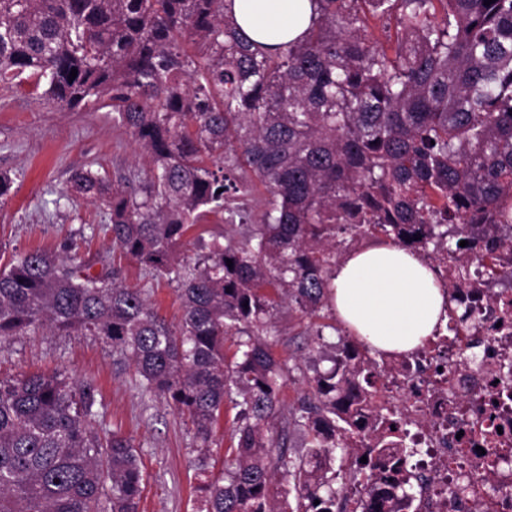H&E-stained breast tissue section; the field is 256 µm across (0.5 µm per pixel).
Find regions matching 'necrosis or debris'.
<instances>
[{
  "label": "necrosis or debris",
  "mask_w": 512,
  "mask_h": 512,
  "mask_svg": "<svg viewBox=\"0 0 512 512\" xmlns=\"http://www.w3.org/2000/svg\"><path fill=\"white\" fill-rule=\"evenodd\" d=\"M425 260L450 286L452 309L470 312L466 324L439 329L403 357L376 360L354 354V366L376 377L358 406L351 445L373 450L380 475H389L400 447L422 478L420 512H512V289L498 284L494 254L482 266L449 279L436 252ZM394 415L399 438L388 437L381 416Z\"/></svg>",
  "instance_id": "obj_1"
}]
</instances>
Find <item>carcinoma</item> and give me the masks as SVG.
Masks as SVG:
<instances>
[{
    "instance_id": "obj_1",
    "label": "carcinoma",
    "mask_w": 512,
    "mask_h": 512,
    "mask_svg": "<svg viewBox=\"0 0 512 512\" xmlns=\"http://www.w3.org/2000/svg\"><path fill=\"white\" fill-rule=\"evenodd\" d=\"M225 2L0 0V82L34 77L64 110L111 108L147 159L117 181L78 169L67 191L104 206L112 249L175 281L184 308L170 326L117 269L93 272L70 245L26 252L0 268V342L85 330L126 354L192 425L205 512H385L415 499L411 480L381 500L372 465L350 457L351 507L330 474L360 400L347 345L322 371L276 359L268 336L286 304L324 353L325 330L340 331L321 322L336 265L367 234L451 256L473 224L476 239L512 230V0H314L308 33L274 51ZM258 185L260 214L235 205ZM210 215L231 233L186 240ZM295 370L308 395L280 428ZM96 405L91 381L0 379V512H139L140 456L91 427ZM226 406L236 446L209 479Z\"/></svg>"
}]
</instances>
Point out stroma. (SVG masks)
<instances>
[{
	"label": "stroma",
	"instance_id": "stroma-1",
	"mask_svg": "<svg viewBox=\"0 0 512 512\" xmlns=\"http://www.w3.org/2000/svg\"><path fill=\"white\" fill-rule=\"evenodd\" d=\"M84 167L115 178L148 164L131 135L113 123L111 109L63 111L30 83L0 85V172L15 181L0 203V263L33 250L59 252L68 240L80 257L111 255L102 231L104 209L65 191L71 173ZM121 276L148 292L159 316L179 323L183 306L176 283L147 275L132 260L122 261ZM276 329L275 356L303 362L309 339L298 321L280 316ZM52 371L71 382L96 383L99 424L130 438L141 457L140 512H199L203 478L194 430L166 402L143 391L127 358L89 332L40 329L0 344V379Z\"/></svg>",
	"mask_w": 512,
	"mask_h": 512
}]
</instances>
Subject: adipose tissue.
<instances>
[{
	"label": "adipose tissue",
	"instance_id": "adipose-tissue-1",
	"mask_svg": "<svg viewBox=\"0 0 512 512\" xmlns=\"http://www.w3.org/2000/svg\"><path fill=\"white\" fill-rule=\"evenodd\" d=\"M253 40L275 46L298 39L314 18L312 0H227ZM345 326L372 348L407 353L432 336L448 299L422 259L394 244L357 250L331 281Z\"/></svg>",
	"mask_w": 512,
	"mask_h": 512
}]
</instances>
